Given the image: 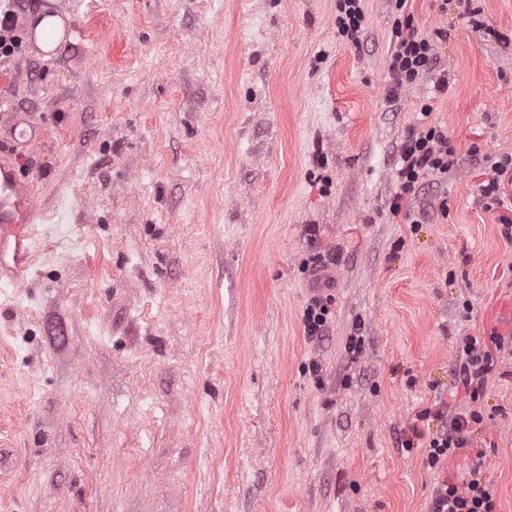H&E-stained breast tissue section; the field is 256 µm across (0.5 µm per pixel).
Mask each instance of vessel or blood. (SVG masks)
I'll return each mask as SVG.
<instances>
[{
	"label": "vessel or blood",
	"mask_w": 512,
	"mask_h": 512,
	"mask_svg": "<svg viewBox=\"0 0 512 512\" xmlns=\"http://www.w3.org/2000/svg\"><path fill=\"white\" fill-rule=\"evenodd\" d=\"M38 216L30 182L21 180L9 155H0V272L22 280L31 256V227Z\"/></svg>",
	"instance_id": "b4317fda"
}]
</instances>
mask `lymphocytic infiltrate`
<instances>
[{"instance_id":"1","label":"lymphocytic infiltrate","mask_w":512,"mask_h":512,"mask_svg":"<svg viewBox=\"0 0 512 512\" xmlns=\"http://www.w3.org/2000/svg\"><path fill=\"white\" fill-rule=\"evenodd\" d=\"M394 40L389 56L388 70L393 91H401L435 70L437 58L429 37L419 33L412 16L396 21L392 31ZM456 151L443 131L436 127L410 128L401 145L397 162V191L389 210L399 215L407 198L432 177L447 174L454 166ZM482 161L492 176L483 181L479 189L487 207L500 209L499 220L503 226L512 225V195L501 182L503 175L512 171V155L502 157L483 156ZM502 336H492L484 345L474 338H466L458 348L457 382L479 396L493 367L492 350L502 349ZM420 420L436 421L438 428L429 437L426 448L430 466L456 456L459 449L468 444L469 428L480 423L478 411L457 413L447 404L437 410H424ZM483 453H476L468 468L469 478L462 482L442 479L432 495L430 512H497V503L491 488L482 479Z\"/></svg>"}]
</instances>
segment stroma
I'll return each instance as SVG.
<instances>
[{"label": "stroma", "instance_id": "1", "mask_svg": "<svg viewBox=\"0 0 512 512\" xmlns=\"http://www.w3.org/2000/svg\"><path fill=\"white\" fill-rule=\"evenodd\" d=\"M336 5L0 0V149L41 208L29 274L0 278V512H429L479 451L512 512V347L478 399L454 386L462 340L512 336V238L478 191L480 155L512 154V0H409L448 89L394 98L395 0H364L356 46ZM48 9L78 30L49 56ZM417 126L457 163L406 220ZM438 399L482 414L440 470L401 446ZM32 30L36 45L43 52H53L63 40L65 21L57 14L39 15L32 22ZM17 22L13 14L4 15L0 23V56L7 58L14 54L18 48V40L13 32ZM455 155L448 137L435 126L410 128L398 156L397 192L389 207L391 214L398 216L406 199H411L431 177L448 175ZM330 302V295H327L325 298L315 296L304 310V332L311 341L319 340L326 332L330 314L328 307Z\"/></svg>", "mask_w": 512, "mask_h": 512}]
</instances>
